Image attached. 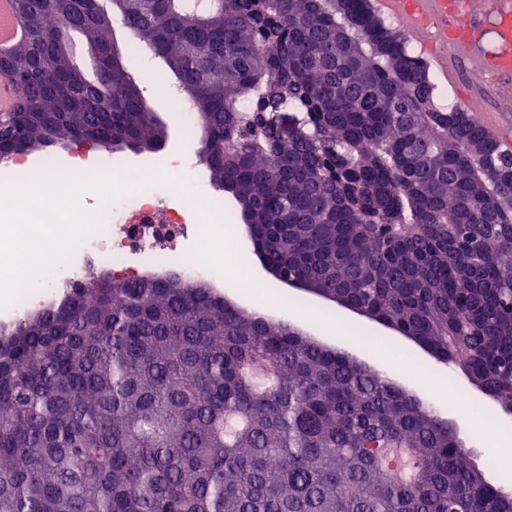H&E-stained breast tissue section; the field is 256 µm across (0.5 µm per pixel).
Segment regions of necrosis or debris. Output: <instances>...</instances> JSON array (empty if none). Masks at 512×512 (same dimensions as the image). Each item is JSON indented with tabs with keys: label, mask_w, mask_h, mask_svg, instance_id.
<instances>
[{
	"label": "necrosis or debris",
	"mask_w": 512,
	"mask_h": 512,
	"mask_svg": "<svg viewBox=\"0 0 512 512\" xmlns=\"http://www.w3.org/2000/svg\"><path fill=\"white\" fill-rule=\"evenodd\" d=\"M170 172L186 179L187 192L153 187L114 204L102 231L84 243L43 289L0 310V328L9 329L34 308L68 298L91 271L101 267L110 268L118 282L174 270L212 286L219 284L210 263L191 244L219 233L226 242H234L233 234L222 231L224 203L202 185L196 164L187 157L175 159Z\"/></svg>",
	"instance_id": "4bbe7bcc"
}]
</instances>
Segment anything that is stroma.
Wrapping results in <instances>:
<instances>
[{
    "label": "stroma",
    "mask_w": 512,
    "mask_h": 512,
    "mask_svg": "<svg viewBox=\"0 0 512 512\" xmlns=\"http://www.w3.org/2000/svg\"><path fill=\"white\" fill-rule=\"evenodd\" d=\"M430 73L435 76L436 96L439 103L466 107L469 99H480L485 111L512 113V76L475 73L469 64L456 54L448 51L446 65L429 63ZM163 63L147 56L144 66L136 73L142 89L143 99L167 127V142L160 153L138 154L130 150L115 152L113 158L124 168L142 171L144 166H155L159 157L195 152L199 149L197 138H185L179 121L174 118L175 110L163 104L162 96H173L179 89L173 77L163 76ZM238 261H227L222 274L224 286L220 293L233 300L237 306L247 311L262 312L265 317L281 319L300 326L318 336H325L335 345L359 357L390 378L412 387L422 388L444 418L455 423L457 435L466 450L471 453V461L486 480L494 485L512 490V469L505 467L504 449L495 447V432L488 426V418H496L512 425V414L506 413L495 402L476 392L464 374L455 366L438 361L422 354L413 344L401 336L382 332L375 322L343 309H336L332 325L316 320L317 312L323 311L324 302L316 297L279 284L267 274L255 255L244 231H237ZM248 267L256 282L255 289L240 288L236 271L238 266ZM276 292L279 303L267 306L263 294ZM456 386L468 398L466 409H458L448 404L445 394L448 386Z\"/></svg>",
    "instance_id": "1"
}]
</instances>
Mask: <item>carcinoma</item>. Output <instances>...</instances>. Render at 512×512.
<instances>
[{
    "instance_id": "1",
    "label": "carcinoma",
    "mask_w": 512,
    "mask_h": 512,
    "mask_svg": "<svg viewBox=\"0 0 512 512\" xmlns=\"http://www.w3.org/2000/svg\"><path fill=\"white\" fill-rule=\"evenodd\" d=\"M18 15L6 148L161 144L99 0ZM124 16L190 91L210 182L265 261L512 407V150L434 106L368 0H127ZM0 512H512V492L424 395L351 353L178 272H101L0 333Z\"/></svg>"
}]
</instances>
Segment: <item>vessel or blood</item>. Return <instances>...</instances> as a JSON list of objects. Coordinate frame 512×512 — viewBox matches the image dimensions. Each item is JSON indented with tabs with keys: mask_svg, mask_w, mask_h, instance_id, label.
I'll list each match as a JSON object with an SVG mask.
<instances>
[{
	"mask_svg": "<svg viewBox=\"0 0 512 512\" xmlns=\"http://www.w3.org/2000/svg\"><path fill=\"white\" fill-rule=\"evenodd\" d=\"M377 6L418 39L451 42L474 70L512 74V0H488L490 26L482 32L460 0H378Z\"/></svg>",
	"mask_w": 512,
	"mask_h": 512,
	"instance_id": "vessel-or-blood-1",
	"label": "vessel or blood"
}]
</instances>
